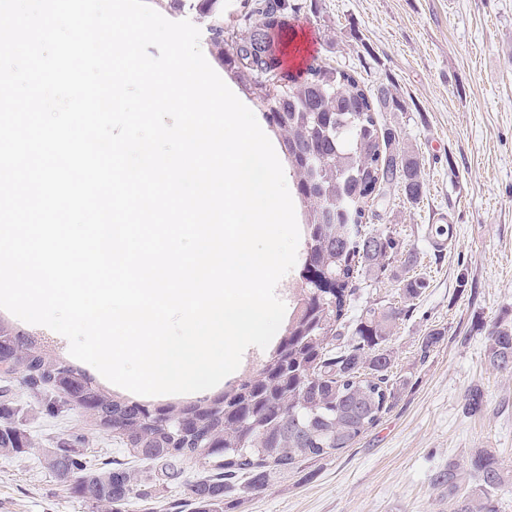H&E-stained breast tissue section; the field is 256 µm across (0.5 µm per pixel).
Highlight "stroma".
<instances>
[{
	"instance_id": "stroma-1",
	"label": "stroma",
	"mask_w": 512,
	"mask_h": 512,
	"mask_svg": "<svg viewBox=\"0 0 512 512\" xmlns=\"http://www.w3.org/2000/svg\"><path fill=\"white\" fill-rule=\"evenodd\" d=\"M297 2L273 44L279 77L300 81L305 65L327 63L370 86L394 82L407 105L379 119L413 145L425 194L412 204L392 188L369 225L416 252L426 286L391 342L395 373L408 381L392 408L352 447L278 477L236 512H453L431 483L449 462L482 448L512 470V372L493 369L485 354L491 324L512 322V0ZM301 32L309 42L292 69L280 56L287 35ZM445 220L456 240L438 253L429 237ZM434 329L443 339L422 354ZM10 386L34 446L0 457V512H104L47 468L43 450L65 439L96 464L118 439L51 388L31 392L22 373ZM474 387L483 407L470 415Z\"/></svg>"
}]
</instances>
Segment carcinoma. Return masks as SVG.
I'll use <instances>...</instances> for the list:
<instances>
[{
    "label": "carcinoma",
    "instance_id": "obj_1",
    "mask_svg": "<svg viewBox=\"0 0 512 512\" xmlns=\"http://www.w3.org/2000/svg\"><path fill=\"white\" fill-rule=\"evenodd\" d=\"M170 14L193 12L207 20L206 45L246 79L267 123L280 132L289 174L305 204V257L285 335L260 368L222 394L189 405L150 404L101 391L78 367L0 323V353L23 368L32 389L48 386L64 403L117 434L133 461L167 479L178 465L202 471L187 486L191 512H232L274 478L351 447L394 404L405 382L395 378L389 346L397 321L426 288L410 274L417 253L391 231L366 228L385 189L403 176L410 203L424 195L412 146L391 151L393 129L379 112H403L392 86L368 87L351 70L312 62L306 77L286 84L275 74L271 30L298 5L290 0H243L234 25H224V0H157ZM400 271L401 305L365 309L345 344L339 328L348 318L360 278L373 281ZM489 365L512 370V323L499 322L486 337ZM189 412L184 434L178 417ZM8 390H0V457L27 452L32 442L14 421ZM48 468L85 501L123 512L157 489L141 471L114 460L89 465L65 440L47 450ZM494 454L480 449L467 465L448 463L432 484L448 494L454 512H499L497 491L511 483Z\"/></svg>",
    "mask_w": 512,
    "mask_h": 512
}]
</instances>
